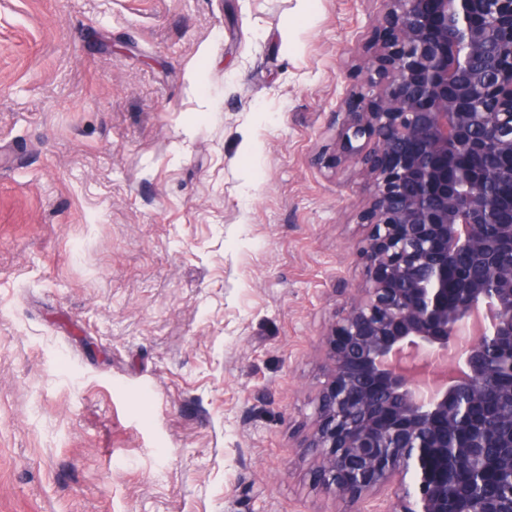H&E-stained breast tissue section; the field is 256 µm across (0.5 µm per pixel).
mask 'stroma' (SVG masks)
Listing matches in <instances>:
<instances>
[{
    "instance_id": "stroma-1",
    "label": "stroma",
    "mask_w": 512,
    "mask_h": 512,
    "mask_svg": "<svg viewBox=\"0 0 512 512\" xmlns=\"http://www.w3.org/2000/svg\"><path fill=\"white\" fill-rule=\"evenodd\" d=\"M380 0H0V512H353L301 447L365 287L318 160Z\"/></svg>"
}]
</instances>
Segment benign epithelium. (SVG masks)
Segmentation results:
<instances>
[{
	"label": "benign epithelium",
	"mask_w": 512,
	"mask_h": 512,
	"mask_svg": "<svg viewBox=\"0 0 512 512\" xmlns=\"http://www.w3.org/2000/svg\"><path fill=\"white\" fill-rule=\"evenodd\" d=\"M380 2L379 89L325 157L372 182L368 285L324 330L304 447L357 512H512V0Z\"/></svg>",
	"instance_id": "obj_1"
}]
</instances>
